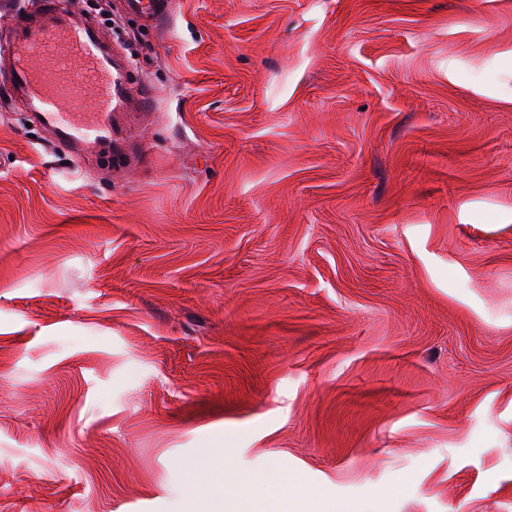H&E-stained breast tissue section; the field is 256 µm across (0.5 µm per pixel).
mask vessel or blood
Wrapping results in <instances>:
<instances>
[{"mask_svg": "<svg viewBox=\"0 0 512 512\" xmlns=\"http://www.w3.org/2000/svg\"><path fill=\"white\" fill-rule=\"evenodd\" d=\"M132 14L158 24L173 12V0H126ZM41 22L20 20L12 48L14 81L34 117L59 134L62 149L84 160L88 147L117 144L123 120L143 108V85L130 83L127 66L90 25L46 0ZM48 59L33 69L31 59Z\"/></svg>", "mask_w": 512, "mask_h": 512, "instance_id": "b4317fda", "label": "vessel or blood"}]
</instances>
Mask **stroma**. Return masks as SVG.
Segmentation results:
<instances>
[{"label":"stroma","instance_id":"1","mask_svg":"<svg viewBox=\"0 0 512 512\" xmlns=\"http://www.w3.org/2000/svg\"><path fill=\"white\" fill-rule=\"evenodd\" d=\"M136 168L9 97L0 512H512V0L123 13Z\"/></svg>","mask_w":512,"mask_h":512}]
</instances>
